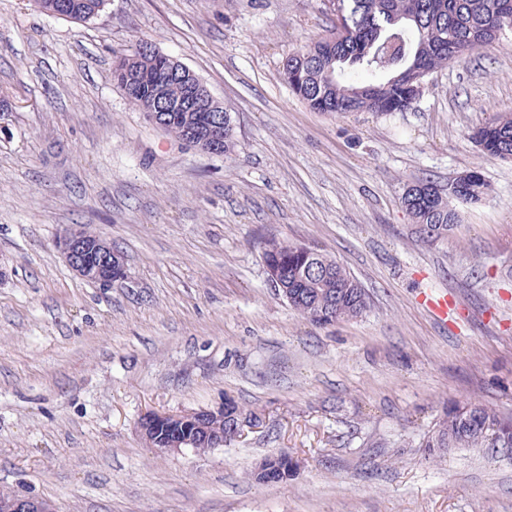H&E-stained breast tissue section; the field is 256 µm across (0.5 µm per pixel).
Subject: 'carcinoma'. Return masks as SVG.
I'll return each mask as SVG.
<instances>
[{
    "instance_id": "1",
    "label": "carcinoma",
    "mask_w": 512,
    "mask_h": 512,
    "mask_svg": "<svg viewBox=\"0 0 512 512\" xmlns=\"http://www.w3.org/2000/svg\"><path fill=\"white\" fill-rule=\"evenodd\" d=\"M47 15L62 8L67 18L85 22L101 11L103 0H32ZM346 36L336 30L302 46L283 65L286 79L299 74L295 94L315 112L346 116L354 112H403L418 98L414 87L435 69L493 45L512 31V0H336ZM160 59L142 44L112 61V81L141 111L155 108L146 90L130 92L125 76L143 77ZM197 112H176L162 129L195 147L187 138L198 126ZM486 155L512 159V113L473 132ZM416 186L424 193L405 195L402 207L414 221V233L426 243L448 239L458 222L453 202L477 201L487 194L482 177L440 189L431 181ZM265 265L281 271L277 288L288 289V304L312 323L323 325L361 316L368 307L364 289L346 268L315 247L272 242ZM512 448V415L479 404L446 409L427 448Z\"/></svg>"
}]
</instances>
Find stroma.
<instances>
[{
	"mask_svg": "<svg viewBox=\"0 0 512 512\" xmlns=\"http://www.w3.org/2000/svg\"><path fill=\"white\" fill-rule=\"evenodd\" d=\"M332 27L326 0H107L81 24L0 0V487L57 512H512V451L425 445L446 405L512 414V161L471 138L512 112V32L407 111L337 117L283 71ZM144 41L230 112L232 154L113 84ZM470 171L488 195L419 241L407 186ZM70 224L111 242L122 285L69 268ZM271 241L335 257L367 311L302 318L267 281ZM228 397L257 418L230 445L162 453L139 433ZM281 453L296 477L256 481Z\"/></svg>",
	"mask_w": 512,
	"mask_h": 512,
	"instance_id": "1",
	"label": "stroma"
}]
</instances>
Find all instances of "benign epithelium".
<instances>
[{
	"label": "benign epithelium",
	"instance_id": "benign-epithelium-1",
	"mask_svg": "<svg viewBox=\"0 0 512 512\" xmlns=\"http://www.w3.org/2000/svg\"><path fill=\"white\" fill-rule=\"evenodd\" d=\"M180 73L186 81L184 97L170 103L164 96V85L174 75ZM150 83L153 95L161 104L158 112L151 113V119L157 124L169 121L172 112H200L202 122L192 131L201 137L203 149L208 153L220 154L224 151V108L202 85L200 79L191 71L165 67L151 77L137 75L127 77L130 88H138ZM58 246L68 266L85 280L98 282L112 287L125 279V267L121 255L112 248V243L100 235H89L80 224L71 225L60 238ZM224 419V407L216 409H200L197 411L167 414L150 412L143 415L139 423L140 433L148 434L166 424H177L180 427L195 425L199 430V438L219 445L224 443V434L210 431V421ZM295 466L293 460L285 454L272 457L269 462L259 468L264 481L272 482L273 469L279 465ZM0 512H56L54 505L46 500L30 496L12 494L0 496Z\"/></svg>",
	"mask_w": 512,
	"mask_h": 512
}]
</instances>
